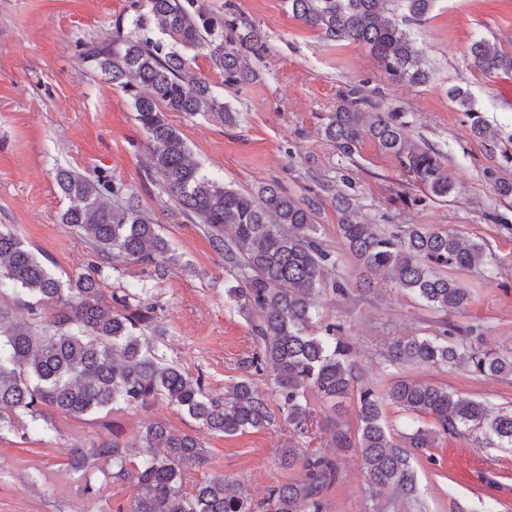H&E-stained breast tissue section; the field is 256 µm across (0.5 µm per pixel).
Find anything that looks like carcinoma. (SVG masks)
Returning a JSON list of instances; mask_svg holds the SVG:
<instances>
[{"label": "carcinoma", "mask_w": 512, "mask_h": 512, "mask_svg": "<svg viewBox=\"0 0 512 512\" xmlns=\"http://www.w3.org/2000/svg\"><path fill=\"white\" fill-rule=\"evenodd\" d=\"M394 0H288L294 17L318 28L330 40L368 46L395 83L424 84L430 72L422 50L399 24L383 17ZM407 21L419 24L434 0H399ZM164 36H149L153 29ZM207 47L224 72V83L240 86L254 80L250 58L266 51L258 30L231 10L208 13L195 0H148L147 12L131 27L115 25L112 41L78 43L132 100L136 119L148 138V171L178 207V214L208 234L224 257L232 285L226 295L253 318L251 331L258 351L251 363L273 375L279 409L288 424L304 434L312 421L309 396L333 403L322 419L329 451L283 450L281 463L300 467L303 476L272 487L263 512H325L322 493L337 478L336 456H360L363 475L375 492L390 491L413 500L417 475L411 455L434 447L440 435L461 436L478 428L487 443L512 447V411L462 397L446 387L395 378L380 390L358 374L356 351L341 323L313 325L318 296L338 257L317 236L316 208L288 195L278 184H263L248 193L227 187L190 162L189 148L167 118L170 112L210 115L235 121L224 101L190 67L183 51ZM473 66L483 74L512 71V52L485 39L470 46ZM453 102L465 110L473 135L493 150L501 135L474 109L470 93L455 87ZM326 140L351 157L365 136L394 154L429 194L445 199L455 191L448 167L438 155L422 149L406 123L375 106L352 87L339 96L336 110L322 127ZM61 192L71 205L61 221L84 236L93 250L116 263L157 268L174 260L157 219L124 198L125 188L107 175L94 178L62 169ZM336 214L346 250L356 261L355 281L335 279L328 292L336 299L367 294L374 281L388 277L436 312L456 313L470 295L449 271L485 265L483 244L429 225L382 228L363 221L353 198L336 196ZM232 230L231 238L224 229ZM10 291L13 304L0 302V424L29 416L36 420L51 407L73 418L115 404L145 408L165 400L212 433L234 435L272 423L266 398L244 378L224 396L206 391L195 379L159 355L162 336L155 310L141 302L144 286L103 295L97 280L84 275L63 282L9 229L0 228V294ZM25 305L34 318L52 309L48 325H20L11 320L12 305ZM385 368L398 365L465 367L488 378L512 376V353L501 354L483 341L477 326L443 322L441 335L404 336L382 353ZM355 397L357 429L342 418L344 403ZM428 415L439 429L417 427L400 445L383 416V404ZM149 454L129 468L137 449ZM112 461L114 478L134 483L128 512H254L245 489L214 476L183 491L187 469L201 468L206 454L199 438L154 423L135 440L114 436L94 442L79 454Z\"/></svg>", "instance_id": "obj_1"}]
</instances>
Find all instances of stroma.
<instances>
[{
    "label": "stroma",
    "instance_id": "obj_1",
    "mask_svg": "<svg viewBox=\"0 0 512 512\" xmlns=\"http://www.w3.org/2000/svg\"><path fill=\"white\" fill-rule=\"evenodd\" d=\"M208 12L225 8L260 30L267 50L253 59L258 77L229 86L209 50L188 57L196 74L223 97L234 123L179 112L167 118L181 133L193 162L210 178L240 190L278 183L288 194L313 198L318 235L339 258L336 275L351 277L354 261L341 238L333 197L352 196L362 217L376 224H426L452 230L484 245L490 270L460 271L472 292L464 311L443 316L409 292L384 285L346 301L322 297L323 322H339L357 350L365 376L386 384L403 376L448 388L494 408L512 409V376L488 378L458 368L404 365L385 371L381 352L402 336H434L443 319L483 331L486 345L512 348V200L493 183L512 151V73L488 76L471 63L469 47L483 38L512 50V0H435L422 24L407 30L432 69L423 85L395 83L363 44L336 42L304 25L286 0H197ZM147 0H0V225L15 232L60 280L101 267L104 295L146 284L155 322L166 331L159 349L166 362L204 379L209 393L251 377L265 396L273 424L232 436L203 433L186 413L159 400L144 409L117 405L75 419L45 408L43 419L0 427V512H127L132 483L112 478L102 460L74 464L78 449L121 435L130 440L160 422L199 434L207 456L203 469L184 475V491L204 476L240 483L253 501L268 489L300 479V468L280 464L284 448L319 449L326 438L318 419L327 412L311 400L315 422L295 435L283 416L272 376L250 368L256 352L249 319L225 293L224 259L199 225L175 216V204L146 169L147 135L131 99L112 86L77 42L111 39L116 23L130 25ZM358 87L384 112L398 115L426 150L439 154L455 192L429 196L399 160L372 138L344 156L319 129L341 92ZM470 91L476 109L502 133L500 149L476 140L470 121L452 102L453 87ZM65 168L93 177L106 174L137 197L161 223L176 262L164 272L137 264L111 265L88 240L61 222L68 206L56 172ZM419 491L403 504L388 495L371 498L357 456L338 460L339 476L326 487L327 512H483L486 503L512 512V450L483 444L478 432L440 436L411 458ZM99 486L98 495L86 484Z\"/></svg>",
    "mask_w": 512,
    "mask_h": 512
}]
</instances>
